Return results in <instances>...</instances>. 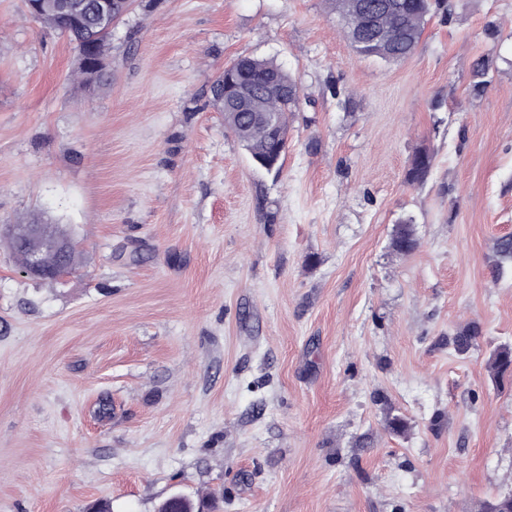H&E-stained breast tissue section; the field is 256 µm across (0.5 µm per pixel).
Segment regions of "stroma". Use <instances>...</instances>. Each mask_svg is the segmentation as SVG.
I'll return each instance as SVG.
<instances>
[{"label": "stroma", "mask_w": 512, "mask_h": 512, "mask_svg": "<svg viewBox=\"0 0 512 512\" xmlns=\"http://www.w3.org/2000/svg\"><path fill=\"white\" fill-rule=\"evenodd\" d=\"M76 53L0 0V225L42 212L82 257L42 282L0 247V512H156L174 492L211 512H479L512 494V376L486 370L512 344V267L492 276L512 236V0H453L395 64L352 51L326 0H136L90 94ZM240 56L299 86L280 170L210 103ZM431 160V156L426 151H419L415 154L407 171V182L411 185H423L431 166Z\"/></svg>", "instance_id": "obj_1"}]
</instances>
